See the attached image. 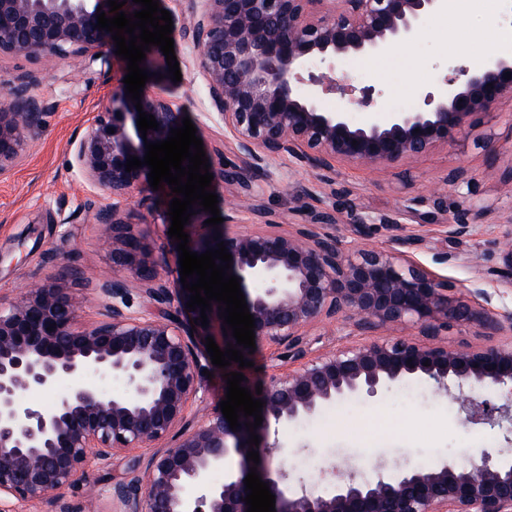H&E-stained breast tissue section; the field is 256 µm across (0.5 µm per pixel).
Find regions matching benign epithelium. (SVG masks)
Segmentation results:
<instances>
[{
  "mask_svg": "<svg viewBox=\"0 0 512 512\" xmlns=\"http://www.w3.org/2000/svg\"><path fill=\"white\" fill-rule=\"evenodd\" d=\"M190 15L177 29L193 54L212 112L241 154L245 168H227L224 152L209 159L213 182L251 187L260 163L288 155L316 163L323 171L336 162L376 166L411 158L438 144L455 141L476 116L512 98V53L494 55L477 67L460 66L444 77L441 89L424 94L411 112L382 120V91L360 89L336 79V60L384 54L413 41L425 17L442 0H338L339 9L319 15L325 0H189ZM112 17L107 0H0V177L17 165L26 145L42 137L48 103L34 93L40 71L72 59L85 70L110 75L105 48L112 34L95 28L97 8ZM40 66L27 70L22 63ZM145 64L158 74L166 66L160 48L150 47ZM112 85L110 101L87 121L71 143V167L91 196L104 189L112 202L91 198L84 208L97 235L112 251L120 273L97 288L105 300L103 319L89 329L76 327L80 285L69 258L49 252L56 268L49 280L0 298V500L32 503L73 483L119 451L150 448L132 458L125 476L112 484L113 512H246L244 479L250 432L240 417L232 431L217 410L199 424L190 408L204 402L199 341L211 336L224 350L236 339L223 332L218 303L206 312L209 325L185 327L190 292L170 288L171 271L149 257L141 237L124 217V206L148 183L150 169L126 171L127 158L144 159L145 142L162 141L182 123L183 112L147 85L143 111L159 128L147 139L137 127L139 112ZM350 96L368 113L362 123L348 112L322 106L328 94ZM186 225L189 246L203 253L222 242L232 255L229 273L237 276L255 319V340L286 350L294 367L271 374L259 399L263 421L254 433L262 440L259 459L278 442L270 431L312 417L347 399H370L392 383L429 380L457 401L466 418L496 424L512 433V344L473 349L437 341L448 323L473 325L512 337V315L490 310L492 294L474 288V301L448 294V286L420 263L392 252L345 249L324 230L336 218L315 215L295 233L266 224L259 230L228 233L224 225L204 224L207 212L194 205ZM470 211L453 213L448 242L469 228ZM490 272L512 284V224ZM139 281L146 308L132 310ZM342 320L361 333L402 323L417 327V337H396L346 345L311 355L307 329ZM53 330H47V327ZM106 380H125L129 395L106 393L79 383L87 372ZM74 385L61 395L56 386ZM504 391L497 404L474 392ZM51 393L43 408L21 402L25 393ZM239 465L233 466V458ZM257 466L275 495L276 512H512V451L484 452L467 466L442 458L429 467L378 463L370 478L352 467L335 465L338 479L314 492L288 485L282 467Z\"/></svg>",
  "mask_w": 512,
  "mask_h": 512,
  "instance_id": "benign-epithelium-1",
  "label": "benign epithelium"
}]
</instances>
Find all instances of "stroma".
<instances>
[{"instance_id":"stroma-1","label":"stroma","mask_w":512,"mask_h":512,"mask_svg":"<svg viewBox=\"0 0 512 512\" xmlns=\"http://www.w3.org/2000/svg\"><path fill=\"white\" fill-rule=\"evenodd\" d=\"M512 33V0H460L453 13L436 12L428 18L420 35L387 54L352 57L340 62L338 72L360 86L382 88L385 112L418 106L423 90L437 89L449 68L472 62L474 56L495 52L499 35ZM182 75L180 82L158 80L166 96L181 107L199 132L205 152L220 149L230 166H246L234 140L221 125L209 121L203 80L189 50L174 44ZM112 91L111 80L82 70L73 61H61L45 73L37 88L50 109L45 133L31 143L23 158L8 175L0 177V251L8 258L0 262V296L12 297L53 272L44 254H72L82 284L77 324L88 328L100 319L102 302L97 287L112 278V253L98 242L83 204L87 192L70 168V141L82 132L88 118L105 104ZM468 172L466 182L445 185L457 169ZM212 191L228 232L253 229L258 219L238 207L246 194L260 198L269 217L283 231H295L307 223L310 210L335 214L330 231L343 244L364 241L382 249H396L411 256L441 278L447 279L451 296L471 300L474 286L492 295V311L512 314V287L481 266V256L497 251L502 225L512 218V101L503 100L495 109L466 125L451 145L440 144L426 153L396 163L372 168L353 163L337 164L330 180H323L313 164L283 156L262 164L251 190L231 183H217ZM153 210L130 201L127 215L144 233L152 259L172 268L179 262L177 243L170 238L168 209L161 192H153ZM480 209L466 235L449 243L442 229L459 204ZM65 216L62 224L46 223L47 214ZM396 219V227L380 224L383 215ZM366 225L364 238H356L352 226ZM450 253L448 263H436L440 253ZM402 328L378 329L358 334L343 322H324L310 329L313 352H326L361 341L384 340L402 335ZM395 384L370 400L345 401L323 413L279 431L281 445L269 463L288 469L294 480L307 486H323L333 477L334 463L346 460L358 469L371 471L383 462L416 463L444 457L475 460L483 452L507 448L501 429L470 424L464 419L453 393L424 382L414 397L403 395ZM379 413L384 420L373 431H359L365 414ZM131 455L115 454L111 461L48 499L16 506L14 512H58L72 506L75 512H111L112 485L120 480Z\"/></svg>"}]
</instances>
